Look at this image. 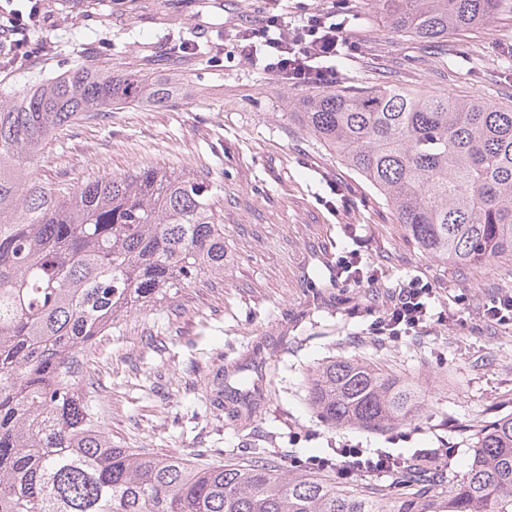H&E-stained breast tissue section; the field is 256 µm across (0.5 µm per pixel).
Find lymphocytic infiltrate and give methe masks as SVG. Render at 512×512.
<instances>
[{"label":"lymphocytic infiltrate","mask_w":512,"mask_h":512,"mask_svg":"<svg viewBox=\"0 0 512 512\" xmlns=\"http://www.w3.org/2000/svg\"><path fill=\"white\" fill-rule=\"evenodd\" d=\"M38 6L29 13L0 10V39L9 38L13 63H28L44 49L43 39H31L41 30ZM240 55L251 65L281 83L322 89L335 87L338 72L334 60L341 51L356 52L343 23L337 22L335 8L302 7L297 24L282 23L279 16H262L236 34ZM433 290L422 280L413 279L399 289L393 303L379 316L374 332L393 342L401 341L405 330L422 328L431 321L429 301Z\"/></svg>","instance_id":"lymphocytic-infiltrate-1"}]
</instances>
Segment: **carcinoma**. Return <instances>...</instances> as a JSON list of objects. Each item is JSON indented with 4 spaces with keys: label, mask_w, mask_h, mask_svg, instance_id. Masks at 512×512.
<instances>
[{
    "label": "carcinoma",
    "mask_w": 512,
    "mask_h": 512,
    "mask_svg": "<svg viewBox=\"0 0 512 512\" xmlns=\"http://www.w3.org/2000/svg\"><path fill=\"white\" fill-rule=\"evenodd\" d=\"M434 43L501 0H375ZM176 80L105 68L0 90V512H512V413L466 430L462 476L428 449L373 458L380 482L120 448L101 421L92 347L131 312L224 273L218 185L139 167L52 188L30 173L56 130L129 103L167 105ZM362 176L425 253L470 266L512 252V105L395 85L309 94L290 113ZM307 400L331 428L418 416L420 386L353 356L318 364Z\"/></svg>",
    "instance_id": "carcinoma-1"
}]
</instances>
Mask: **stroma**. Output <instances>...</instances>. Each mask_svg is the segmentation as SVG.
Listing matches in <instances>:
<instances>
[{
    "mask_svg": "<svg viewBox=\"0 0 512 512\" xmlns=\"http://www.w3.org/2000/svg\"><path fill=\"white\" fill-rule=\"evenodd\" d=\"M358 53L337 58L338 85L395 84L512 103V9L434 44L397 33L374 0H343ZM267 0H42L51 43L28 70L0 72L23 86L78 67L108 66L178 76L169 106L128 105L59 129L33 173L55 188L80 187L135 167L194 170L223 188L224 274L199 278L174 299L134 312L94 346L114 444L158 457L210 464L248 462L255 452L282 467L292 458L370 451L452 449L454 471L469 453L460 429L512 412V323L483 309L512 294V255L458 267L425 254L392 211L289 112L307 95L252 68L231 40ZM196 44L185 54L181 45ZM355 254L378 281L344 286L339 257ZM419 278L446 323L394 343L370 330L392 295ZM463 315V323L453 315ZM356 356L423 386L426 404L386 430L330 428L306 397L310 370ZM257 382L255 412L217 405V372Z\"/></svg>",
    "mask_w": 512,
    "mask_h": 512,
    "instance_id": "35a3bbf8",
    "label": "stroma"
}]
</instances>
